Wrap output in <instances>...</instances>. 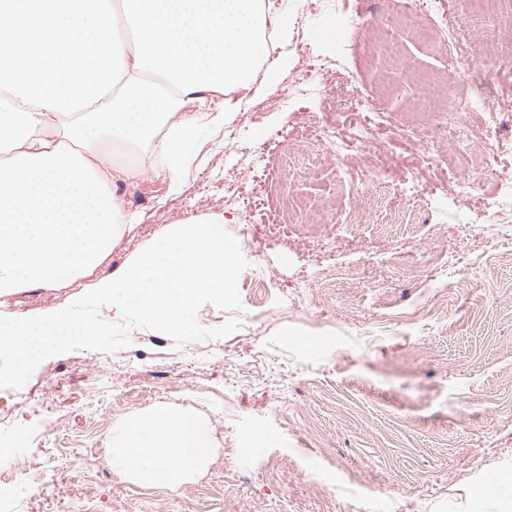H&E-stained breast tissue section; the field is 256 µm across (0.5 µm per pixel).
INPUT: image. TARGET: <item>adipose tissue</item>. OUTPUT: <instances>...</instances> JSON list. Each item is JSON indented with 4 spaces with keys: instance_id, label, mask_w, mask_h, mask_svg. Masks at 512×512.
<instances>
[{
    "instance_id": "1",
    "label": "adipose tissue",
    "mask_w": 512,
    "mask_h": 512,
    "mask_svg": "<svg viewBox=\"0 0 512 512\" xmlns=\"http://www.w3.org/2000/svg\"><path fill=\"white\" fill-rule=\"evenodd\" d=\"M270 25L290 37L265 0H0V289L67 284L99 264L132 221L113 181L147 173L113 169L114 149H150L149 173L179 193L200 128L223 129L250 90ZM212 446L196 417L154 413L115 436L112 460L175 489Z\"/></svg>"
}]
</instances>
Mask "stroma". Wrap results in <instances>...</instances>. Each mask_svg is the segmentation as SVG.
Instances as JSON below:
<instances>
[{
	"instance_id": "1",
	"label": "stroma",
	"mask_w": 512,
	"mask_h": 512,
	"mask_svg": "<svg viewBox=\"0 0 512 512\" xmlns=\"http://www.w3.org/2000/svg\"><path fill=\"white\" fill-rule=\"evenodd\" d=\"M386 8L326 0L307 16L316 48L318 30L342 29L318 75L326 95L278 105L257 72L226 126L233 139L199 135L179 195L150 176L148 149L116 152L114 166L148 171L115 185L135 223L70 283L0 292V317L57 312L175 225L221 217L236 233L225 187L248 205L236 331L179 347L133 328L125 349L49 357L19 394L0 393V490H14V512H472L488 476L512 477V223L490 221L493 187L512 180V112L491 163L452 152L423 166L404 128L434 90L415 75L447 70L448 56L407 25L393 33L404 67L370 54ZM358 88L380 101L367 115L377 142L339 165L311 140L324 125L350 131ZM379 167L388 187L368 222L346 223L361 175ZM472 175L483 191L454 197L451 183ZM292 198L326 222L298 223ZM456 211L469 223H453ZM162 409L198 416L214 437L207 466L175 490L112 467L121 426ZM256 428L269 442L243 457ZM18 464L44 493L18 484Z\"/></svg>"
}]
</instances>
